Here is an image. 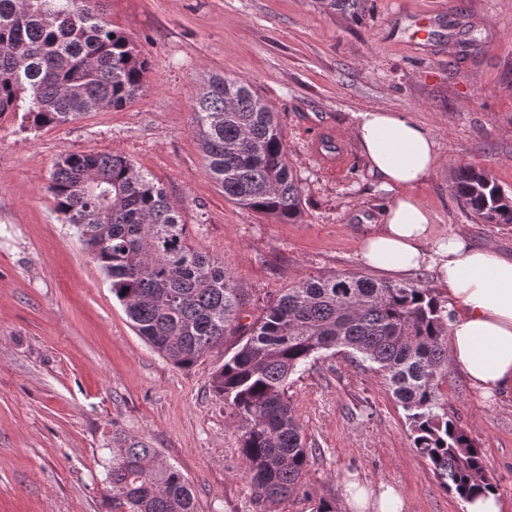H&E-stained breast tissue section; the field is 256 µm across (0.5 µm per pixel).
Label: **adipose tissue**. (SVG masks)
<instances>
[{"mask_svg": "<svg viewBox=\"0 0 512 512\" xmlns=\"http://www.w3.org/2000/svg\"><path fill=\"white\" fill-rule=\"evenodd\" d=\"M353 136L368 168L391 194L385 222L365 237L361 259L400 278L431 270L448 292V344L457 369L483 398L512 389V259L477 248L458 234L437 236L413 190L438 163L435 139L400 112L359 113Z\"/></svg>", "mask_w": 512, "mask_h": 512, "instance_id": "1", "label": "adipose tissue"}]
</instances>
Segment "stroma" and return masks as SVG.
I'll return each mask as SVG.
<instances>
[{"instance_id":"stroma-1","label":"stroma","mask_w":512,"mask_h":512,"mask_svg":"<svg viewBox=\"0 0 512 512\" xmlns=\"http://www.w3.org/2000/svg\"><path fill=\"white\" fill-rule=\"evenodd\" d=\"M103 18L149 60L141 94L119 110L35 128L0 116V512H105L114 429L147 438L189 480L198 512H252L230 409L210 379L215 348L175 368L138 336L109 279L46 185L61 155L120 154L163 187L191 244L223 262L244 294L243 323L296 278L362 271V239L389 194L357 144L330 174L305 148L317 126L351 136L359 112H401L432 135L440 163L414 190L436 234L512 257V224L472 219L452 190L458 165L491 172L512 195V0H103ZM443 16L419 34L418 15ZM251 84L282 131L302 182L296 223L225 199L200 150L193 98L215 74ZM448 413L482 448L512 512V392L483 400L456 368ZM293 408L322 452L303 492L272 512H352L344 488L395 487L409 512H464L412 445L384 380L345 353L289 379Z\"/></svg>"}]
</instances>
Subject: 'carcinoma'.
I'll use <instances>...</instances> for the list:
<instances>
[{"label":"carcinoma","instance_id":"cac0c4a2","mask_svg":"<svg viewBox=\"0 0 512 512\" xmlns=\"http://www.w3.org/2000/svg\"><path fill=\"white\" fill-rule=\"evenodd\" d=\"M101 0H0V116L24 110L36 127L119 109L144 87L147 59L103 20ZM199 146L212 179L237 206L294 223L301 180L267 104L250 84L211 77L193 100ZM483 224H512V197L492 176L458 167L453 183ZM110 280L137 334L187 369L240 334L246 340L211 375L214 397L234 416L260 512L303 487L315 443L288 396L290 376L338 350L380 376L405 411L413 447L466 499L496 488L481 449L448 417V301L420 281L393 284L359 273L294 280L249 325L241 289L224 265L197 251L163 187L131 160L72 152L46 187ZM106 512H197L188 479L144 437L112 431Z\"/></svg>","mask_w":512,"mask_h":512}]
</instances>
